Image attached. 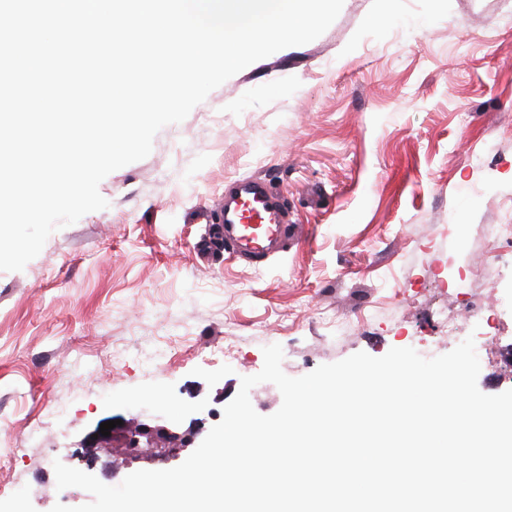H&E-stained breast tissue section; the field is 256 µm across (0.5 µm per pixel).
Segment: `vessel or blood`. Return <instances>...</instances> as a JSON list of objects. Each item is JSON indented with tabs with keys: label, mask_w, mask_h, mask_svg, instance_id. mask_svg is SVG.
<instances>
[{
	"label": "vessel or blood",
	"mask_w": 512,
	"mask_h": 512,
	"mask_svg": "<svg viewBox=\"0 0 512 512\" xmlns=\"http://www.w3.org/2000/svg\"><path fill=\"white\" fill-rule=\"evenodd\" d=\"M206 221L220 225L229 253L256 265L278 252L288 237L285 213L259 179L236 181L232 193L219 200Z\"/></svg>",
	"instance_id": "vessel-or-blood-1"
}]
</instances>
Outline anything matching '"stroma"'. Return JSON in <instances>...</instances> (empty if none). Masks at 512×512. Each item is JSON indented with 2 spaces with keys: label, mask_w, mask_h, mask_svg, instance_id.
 Returning a JSON list of instances; mask_svg holds the SVG:
<instances>
[{
  "label": "stroma",
  "mask_w": 512,
  "mask_h": 512,
  "mask_svg": "<svg viewBox=\"0 0 512 512\" xmlns=\"http://www.w3.org/2000/svg\"><path fill=\"white\" fill-rule=\"evenodd\" d=\"M248 177L306 228L259 267L198 219ZM99 192L108 208L0 271V512L90 502L57 490L53 463L75 466L103 418L214 426L271 344L300 377L360 351L446 354L454 323L479 389H512V259L482 240L512 224V0H344L320 37L226 80ZM473 299L496 305L493 325L469 322ZM176 465L114 448L93 473L114 486Z\"/></svg>",
  "instance_id": "1"
}]
</instances>
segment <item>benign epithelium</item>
I'll list each match as a JSON object with an SVG mask.
<instances>
[{"label": "benign epithelium", "instance_id": "1", "mask_svg": "<svg viewBox=\"0 0 512 512\" xmlns=\"http://www.w3.org/2000/svg\"><path fill=\"white\" fill-rule=\"evenodd\" d=\"M203 431V420L193 419L188 430L174 431L164 425L151 426L140 423L136 426L127 424L118 425L111 429V435L104 436L100 433V427H95L81 441L83 448L80 462L86 469L91 470L98 460L97 450L108 445L113 448H125L131 458H139V449L155 448L158 457L168 460L177 457L191 445L197 435Z\"/></svg>", "mask_w": 512, "mask_h": 512}]
</instances>
